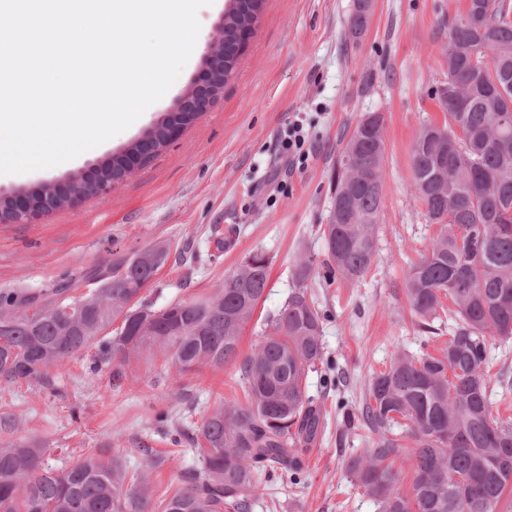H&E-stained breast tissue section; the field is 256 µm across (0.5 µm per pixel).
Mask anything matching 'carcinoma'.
I'll list each match as a JSON object with an SVG mask.
<instances>
[{"mask_svg": "<svg viewBox=\"0 0 512 512\" xmlns=\"http://www.w3.org/2000/svg\"><path fill=\"white\" fill-rule=\"evenodd\" d=\"M265 0H233L224 13L227 44L240 50L244 15L254 22ZM370 21L355 8L347 31L361 37ZM448 81L436 90L444 122L420 130L411 154L413 189L430 223L429 250L405 280V296L424 333L448 325L436 354L398 352L368 382L360 416L371 447L347 472L377 512H512V419L493 413L489 340L512 337V0H467L448 27ZM359 119L331 175L332 209L319 225L324 278L364 276L377 251L384 206L386 143L381 112ZM171 112L144 139L167 144ZM125 152L96 168L110 180ZM170 249L155 244L113 261L98 287L55 288L39 299L0 293V382L50 383V368L94 351L93 370L119 383L130 361L161 354L178 373L238 365L244 399L220 401L200 432L201 467L184 473L152 508L150 476L158 459L144 451L133 471L118 460L79 455L44 465L47 449L0 440V512H251L275 473L297 481L299 446L325 422L307 395L309 372L325 358L326 312L308 281L315 258L295 266L298 288L266 320L269 330L247 355L240 340L269 283L272 258L245 257L213 294L155 307L142 300ZM411 473L408 488L401 485Z\"/></svg>", "mask_w": 512, "mask_h": 512, "instance_id": "cac0c4a2", "label": "carcinoma"}]
</instances>
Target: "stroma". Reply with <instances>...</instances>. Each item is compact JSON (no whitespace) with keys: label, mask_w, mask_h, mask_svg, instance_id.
Segmentation results:
<instances>
[{"label":"stroma","mask_w":512,"mask_h":512,"mask_svg":"<svg viewBox=\"0 0 512 512\" xmlns=\"http://www.w3.org/2000/svg\"><path fill=\"white\" fill-rule=\"evenodd\" d=\"M355 0H266L232 78L181 136L107 196L18 223H0V292L40 294L59 285L91 288L87 271L157 243L186 263L167 262L143 297L156 304L212 294L254 251L273 259L269 286L241 338L242 352L296 288V261L322 257L318 227L331 210L330 172L349 126L368 112L385 116V203L378 253L364 278L310 285L327 310L322 342L341 384L307 379L327 412L322 436L304 451L299 484L274 482L254 512H377L350 481L346 463L368 443L359 421L363 391L399 351L435 352L442 338L419 332L404 294L411 267L437 232L412 191L411 151L421 126L443 122L435 92L448 78V26L466 0H376L370 26L351 38ZM228 0L198 13L200 43L169 93L100 150L62 169L0 179V197L89 173L142 138L177 107L200 77ZM310 133L303 169L288 166L281 136L294 117ZM90 357L53 368L51 386L1 385L0 416L14 437L38 440L47 464L93 452L128 469L143 449L162 458L156 491L198 468L197 435L219 399L240 396L235 365L181 375L162 360L133 362L120 386L91 373ZM180 443H173V434Z\"/></svg>","instance_id":"stroma-1"}]
</instances>
